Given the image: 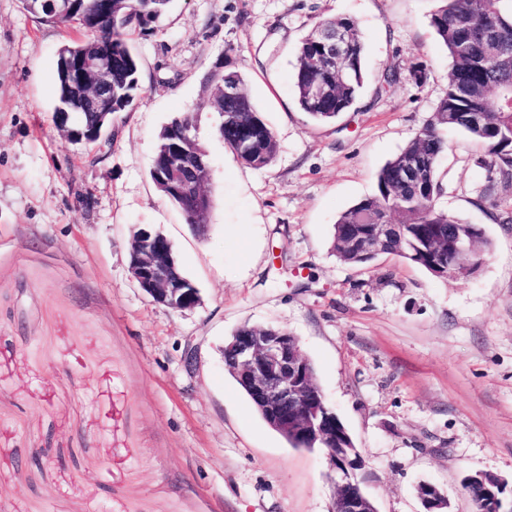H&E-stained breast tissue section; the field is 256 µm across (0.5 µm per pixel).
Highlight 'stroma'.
Instances as JSON below:
<instances>
[{
	"label": "stroma",
	"instance_id": "obj_1",
	"mask_svg": "<svg viewBox=\"0 0 512 512\" xmlns=\"http://www.w3.org/2000/svg\"><path fill=\"white\" fill-rule=\"evenodd\" d=\"M434 6L172 0L132 37L142 93L111 143L87 149L52 121L58 50L79 31L0 0V512H331L322 452L291 447L224 369L221 348L246 323L298 337L379 512H424L423 483L447 512H474L462 480L475 472L503 479L512 507V178L448 132L437 204L484 230L474 270L439 279L394 255L352 266L332 250L339 214L375 193L445 93ZM334 17L357 21L368 78L351 111L317 124L296 105L295 47ZM219 62L275 134L267 168L215 132L203 81ZM389 69L400 79L388 86ZM189 110L213 166L203 238L149 175L159 130ZM141 225L171 241L200 306L173 313L132 280ZM418 495L424 505L425 512H445L447 501L440 490L430 484L423 483L418 487Z\"/></svg>",
	"mask_w": 512,
	"mask_h": 512
}]
</instances>
